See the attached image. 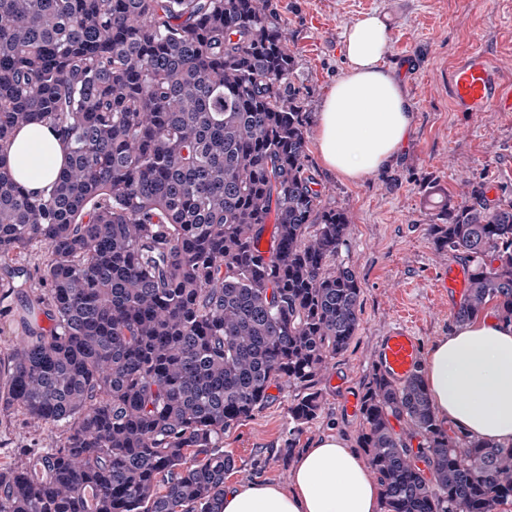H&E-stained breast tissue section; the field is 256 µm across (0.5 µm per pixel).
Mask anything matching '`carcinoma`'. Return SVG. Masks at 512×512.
<instances>
[{
	"mask_svg": "<svg viewBox=\"0 0 512 512\" xmlns=\"http://www.w3.org/2000/svg\"><path fill=\"white\" fill-rule=\"evenodd\" d=\"M295 66L270 0H0V266L48 252L0 400L68 426L0 468V512H220L226 428L279 382L316 418L361 288L333 263L350 218L315 189ZM31 123L67 151L42 195L6 164ZM467 194L430 225L468 263L454 319L512 322V194ZM360 411L384 512L512 502V445L448 435L422 370L375 372Z\"/></svg>",
	"mask_w": 512,
	"mask_h": 512,
	"instance_id": "cac0c4a2",
	"label": "carcinoma"
}]
</instances>
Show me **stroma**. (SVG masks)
Listing matches in <instances>:
<instances>
[{"label": "stroma", "mask_w": 512, "mask_h": 512, "mask_svg": "<svg viewBox=\"0 0 512 512\" xmlns=\"http://www.w3.org/2000/svg\"><path fill=\"white\" fill-rule=\"evenodd\" d=\"M298 61L295 84L306 102L308 165L325 206L345 210L347 238L337 259L350 266L361 286L359 329L346 352L333 359L317 389V417L299 425L289 409L303 390L289 384L269 389L266 405L224 432L222 446L236 465L227 482L254 479L286 483L292 462L285 450L312 447L320 437L346 438L358 447L360 412L343 393L363 395L377 370L382 336L404 314L422 339V351L447 335L462 293L437 294L433 284L462 258L437 250L429 233L441 204L465 202V184L480 180L489 198L512 192V112L495 108L452 111L449 74L469 50L487 51L512 84V0H272ZM367 14L386 25L385 66L403 83L414 112L413 128L389 168L349 181L327 171L317 153L322 103L347 68L341 52L344 29ZM60 424L30 420L0 403V467L16 466L27 449L62 445Z\"/></svg>", "instance_id": "stroma-1"}]
</instances>
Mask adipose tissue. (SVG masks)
I'll return each instance as SVG.
<instances>
[{"label":"adipose tissue","instance_id":"adipose-tissue-1","mask_svg":"<svg viewBox=\"0 0 512 512\" xmlns=\"http://www.w3.org/2000/svg\"><path fill=\"white\" fill-rule=\"evenodd\" d=\"M386 44L378 16L346 27L348 67L322 104L318 154L327 170L350 180L386 168L412 130L403 84L383 65ZM64 160L53 131L30 124L17 130L7 164L31 193L40 194ZM425 380L441 422L512 444V323L486 313L453 327L431 346ZM222 512H382V495L367 459L345 439L329 436L297 456L288 484H225Z\"/></svg>","mask_w":512,"mask_h":512}]
</instances>
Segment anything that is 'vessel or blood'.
I'll list each match as a JSON object with an SVG mask.
<instances>
[{
    "mask_svg": "<svg viewBox=\"0 0 512 512\" xmlns=\"http://www.w3.org/2000/svg\"><path fill=\"white\" fill-rule=\"evenodd\" d=\"M451 105L457 112H481L493 106L512 112V85L505 83L492 59L479 50L463 55L455 64L449 83ZM421 361L420 338L406 325L391 328L382 337L377 353L379 370L401 382Z\"/></svg>",
    "mask_w": 512,
    "mask_h": 512,
    "instance_id": "obj_1",
    "label": "vessel or blood"
}]
</instances>
